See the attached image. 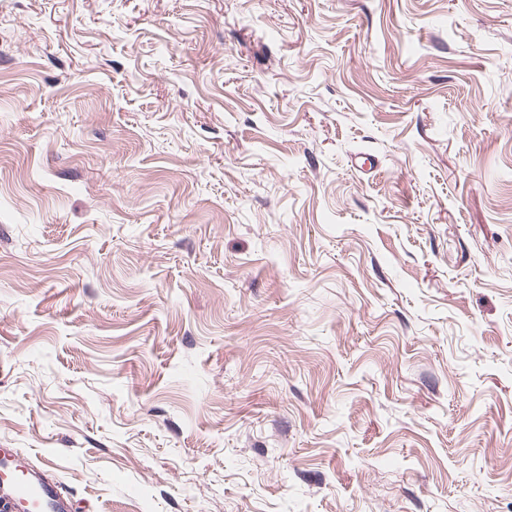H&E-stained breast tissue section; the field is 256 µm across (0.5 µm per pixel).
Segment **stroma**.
<instances>
[{"mask_svg": "<svg viewBox=\"0 0 512 512\" xmlns=\"http://www.w3.org/2000/svg\"><path fill=\"white\" fill-rule=\"evenodd\" d=\"M0 448L76 512H512V0H0Z\"/></svg>", "mask_w": 512, "mask_h": 512, "instance_id": "obj_1", "label": "stroma"}]
</instances>
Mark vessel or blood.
<instances>
[{
    "instance_id": "obj_1",
    "label": "vessel or blood",
    "mask_w": 512,
    "mask_h": 512,
    "mask_svg": "<svg viewBox=\"0 0 512 512\" xmlns=\"http://www.w3.org/2000/svg\"><path fill=\"white\" fill-rule=\"evenodd\" d=\"M0 500L12 502L18 512H73L56 483L30 470L10 448H0Z\"/></svg>"
}]
</instances>
